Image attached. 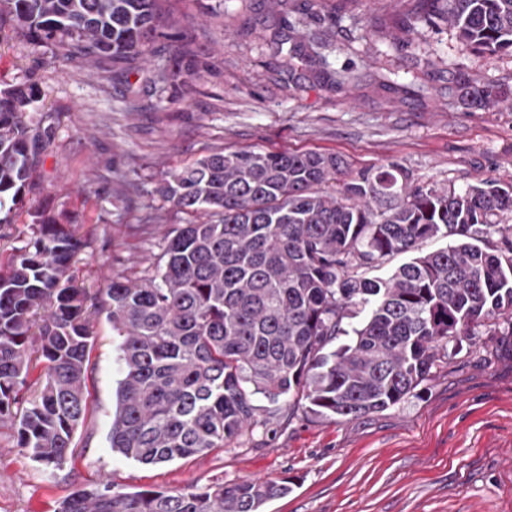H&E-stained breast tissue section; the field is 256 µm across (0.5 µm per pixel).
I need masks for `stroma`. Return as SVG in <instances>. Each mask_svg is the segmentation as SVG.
I'll list each match as a JSON object with an SVG mask.
<instances>
[{"label":"stroma","instance_id":"stroma-1","mask_svg":"<svg viewBox=\"0 0 512 512\" xmlns=\"http://www.w3.org/2000/svg\"><path fill=\"white\" fill-rule=\"evenodd\" d=\"M302 0H171L169 37L108 77L52 64L41 49L0 28V87L38 96L31 114L54 128L12 223L0 224V262L21 247L30 215L73 225L87 248L76 286L101 295L113 274L141 279L172 228L192 222L158 192L168 173L220 151H319L351 169L396 162L417 182L462 189L512 181V107L465 105L451 82L463 69L480 83L512 86V57L463 52L445 22L406 31L414 0H315L330 15L319 37L355 79L333 87L278 50L279 20ZM194 54L188 96L157 83L174 44ZM402 89H392L393 80ZM88 368L89 413L72 456L45 471L0 428V512H57L76 489L111 479L127 491L172 490L252 478L287 479L266 512H512V335L477 326L449 342L434 368L398 405L357 418L285 416L256 396L241 443L157 465L112 452L118 341L105 317Z\"/></svg>","mask_w":512,"mask_h":512}]
</instances>
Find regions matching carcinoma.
I'll list each match as a JSON object with an SVG mask.
<instances>
[{"mask_svg":"<svg viewBox=\"0 0 512 512\" xmlns=\"http://www.w3.org/2000/svg\"><path fill=\"white\" fill-rule=\"evenodd\" d=\"M297 13L303 27L322 21L307 5ZM436 19L465 51L512 56V0H418L402 22ZM6 20L52 62L109 74L167 37L170 16L163 0H0V26ZM294 25L275 33L291 57L317 64L333 85L351 78L291 41ZM187 57L176 47L159 81L176 82ZM453 81L469 106L512 105L504 83L478 84L463 70ZM34 102L23 85L0 88V224L11 222L54 135L50 125L30 127ZM346 168L335 153L215 152L171 172L161 196L214 219L177 225L154 275L115 274L99 299L72 282L82 238L33 215L25 244L0 271V427L12 430L15 447L47 468L72 454L88 412L93 315H105L120 339L110 448L146 465L239 441L257 395L325 418L386 409L428 379L449 340L501 318L512 329V183L439 189L395 162L353 175ZM492 233L501 246L488 245ZM437 237L455 241L421 250ZM404 253L411 259L388 277L369 276ZM359 306L366 317L345 329ZM37 366L43 381L27 398ZM288 492V481L275 479L133 492L107 480L73 491L57 512H265Z\"/></svg>","mask_w":512,"mask_h":512,"instance_id":"cac0c4a2","label":"carcinoma"}]
</instances>
